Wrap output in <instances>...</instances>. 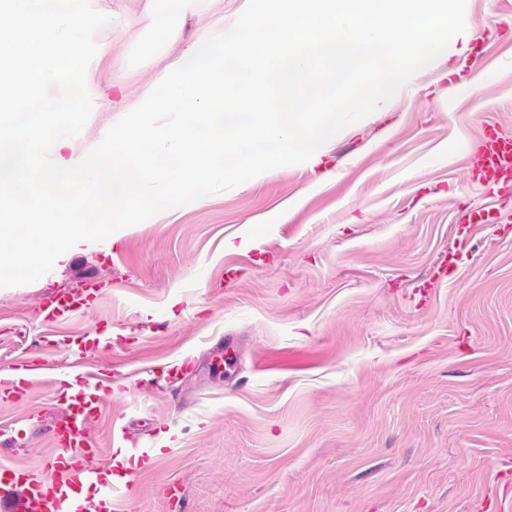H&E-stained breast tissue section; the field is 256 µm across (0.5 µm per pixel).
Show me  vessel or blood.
Listing matches in <instances>:
<instances>
[{
	"label": "vessel or blood",
	"instance_id": "vessel-or-blood-1",
	"mask_svg": "<svg viewBox=\"0 0 512 512\" xmlns=\"http://www.w3.org/2000/svg\"><path fill=\"white\" fill-rule=\"evenodd\" d=\"M467 176L489 198H512V136L486 132L470 149ZM470 238L457 234L443 250L428 280L418 287L420 306H429L435 286L453 279L470 252ZM102 293L98 282H87L42 302L38 312L44 323L55 324L87 309ZM60 344L81 358L93 359L111 348L108 336H59ZM122 378L94 370L59 375L54 382L63 415L45 426L54 452L44 469L35 471L0 464V512H114L115 483L104 480L101 455L90 434L92 422L103 409V399Z\"/></svg>",
	"mask_w": 512,
	"mask_h": 512
}]
</instances>
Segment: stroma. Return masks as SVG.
<instances>
[{
	"instance_id": "obj_1",
	"label": "stroma",
	"mask_w": 512,
	"mask_h": 512,
	"mask_svg": "<svg viewBox=\"0 0 512 512\" xmlns=\"http://www.w3.org/2000/svg\"><path fill=\"white\" fill-rule=\"evenodd\" d=\"M142 3L101 0L109 49L75 152L97 146L121 118L113 102L133 105L151 79ZM465 23L475 37L453 38L416 93L348 126L318 162L153 216L0 288V375L33 381L26 400L0 395V420L14 424L0 458L39 468L53 454L29 417L58 415V374L193 355L204 367L185 388L131 384L92 426L103 465L126 420L154 451L125 512H512L498 480L512 463V223L473 230L470 260L430 307L412 296L458 211L492 204L467 179L470 144L491 125L512 132V0H466ZM475 51L473 72L449 83ZM251 252L256 264L243 265ZM88 278L105 286L89 310L55 327L38 317L41 301ZM97 328L119 342L89 365L49 340ZM227 336L243 340L229 373L208 357Z\"/></svg>"
}]
</instances>
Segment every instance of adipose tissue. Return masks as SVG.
I'll use <instances>...</instances> for the list:
<instances>
[{
  "mask_svg": "<svg viewBox=\"0 0 512 512\" xmlns=\"http://www.w3.org/2000/svg\"><path fill=\"white\" fill-rule=\"evenodd\" d=\"M215 0H147L151 25L158 33L157 39L143 45L148 60L165 56L175 43L188 18L211 10Z\"/></svg>",
  "mask_w": 512,
  "mask_h": 512,
  "instance_id": "ef3b65f1",
  "label": "adipose tissue"
}]
</instances>
